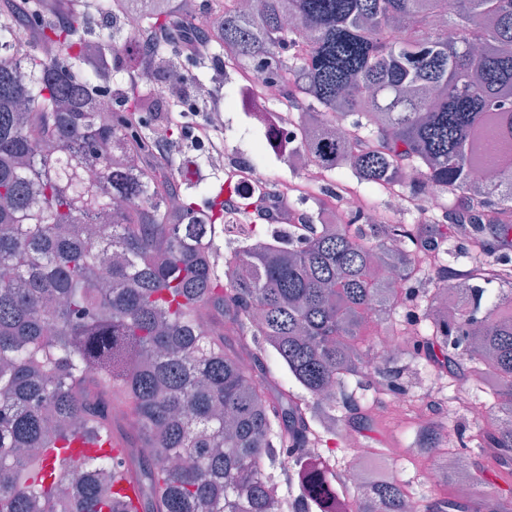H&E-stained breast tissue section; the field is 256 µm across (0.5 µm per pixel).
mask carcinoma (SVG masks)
Returning <instances> with one entry per match:
<instances>
[{
    "instance_id": "1",
    "label": "carcinoma",
    "mask_w": 512,
    "mask_h": 512,
    "mask_svg": "<svg viewBox=\"0 0 512 512\" xmlns=\"http://www.w3.org/2000/svg\"><path fill=\"white\" fill-rule=\"evenodd\" d=\"M235 2L214 42L316 104L301 140L317 165L378 189L416 168L410 189L460 203L448 217L471 227L472 266L455 313L385 286L387 265L408 283L422 259L387 251L399 224L370 239L349 222L254 228L218 263L226 215L170 208L151 141L121 115L102 121L77 78L169 26L175 0H108L133 21L110 54L84 12L43 24L21 62L0 40V512H340L328 440L305 452L311 422L349 423L321 393L371 374L367 319L408 302L431 332L407 353L466 361L496 395L502 422L478 448L512 494V260L489 261L512 235V165L481 179L477 153L485 132L512 138V0ZM348 119L366 149L336 138ZM114 195L145 203L114 215ZM475 280L500 286L490 306ZM268 348L307 402L269 391ZM419 443L438 459L439 430ZM404 496L375 473L354 512H401ZM436 512L507 510L454 497Z\"/></svg>"
}]
</instances>
